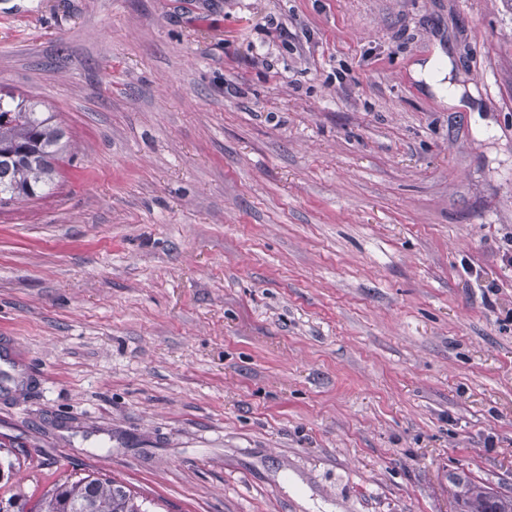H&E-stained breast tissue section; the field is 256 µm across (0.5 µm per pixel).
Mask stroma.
<instances>
[{"mask_svg":"<svg viewBox=\"0 0 512 512\" xmlns=\"http://www.w3.org/2000/svg\"><path fill=\"white\" fill-rule=\"evenodd\" d=\"M439 51L460 105L414 77ZM0 88L72 141L0 209V499L512 493L506 0H0ZM36 506V512H150L124 485L91 475L54 483Z\"/></svg>","mask_w":512,"mask_h":512,"instance_id":"stroma-1","label":"stroma"}]
</instances>
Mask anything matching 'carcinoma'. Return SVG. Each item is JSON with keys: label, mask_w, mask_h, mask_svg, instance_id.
Listing matches in <instances>:
<instances>
[{"label": "carcinoma", "mask_w": 512, "mask_h": 512, "mask_svg": "<svg viewBox=\"0 0 512 512\" xmlns=\"http://www.w3.org/2000/svg\"><path fill=\"white\" fill-rule=\"evenodd\" d=\"M70 141L57 112L30 97L0 92V207L51 190ZM460 512H512V496L457 478ZM37 512H149L145 500L111 479L89 475L54 483Z\"/></svg>", "instance_id": "1"}]
</instances>
